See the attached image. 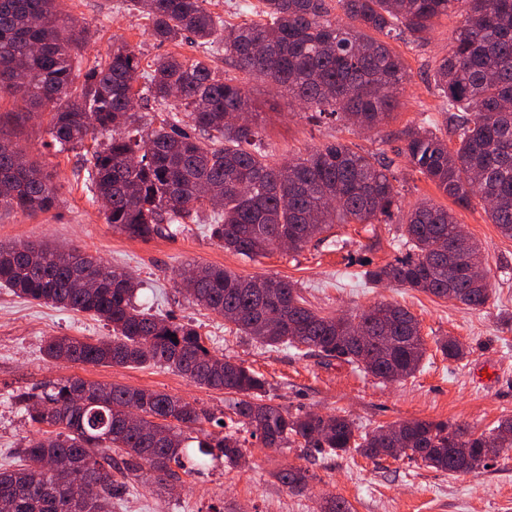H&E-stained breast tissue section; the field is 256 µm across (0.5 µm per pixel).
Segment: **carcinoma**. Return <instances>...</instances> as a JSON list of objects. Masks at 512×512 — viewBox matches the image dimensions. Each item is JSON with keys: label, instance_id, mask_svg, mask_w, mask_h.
Returning <instances> with one entry per match:
<instances>
[{"label": "carcinoma", "instance_id": "cac0c4a2", "mask_svg": "<svg viewBox=\"0 0 512 512\" xmlns=\"http://www.w3.org/2000/svg\"><path fill=\"white\" fill-rule=\"evenodd\" d=\"M131 2L157 41L176 43L191 33L205 51L223 50L234 67L279 86L302 110L354 131L392 118L409 79L388 40L406 32L420 38L460 9L448 56L434 73L456 145L436 127L414 124L395 153L454 203L478 200L501 234L512 237V0H260L263 20L240 25L224 23L207 0ZM88 30L60 0H0V94L19 97L20 118L50 109L45 146L57 154L85 147L97 131L109 133L86 160L84 184L92 199L110 204L104 215L113 228L145 239L203 216L225 249L254 258L281 238L299 252L314 239L327 240L337 222L379 224L399 209L393 162L378 153L336 142L280 162L258 150L256 119L247 126L225 120L232 112L253 114L248 91L204 59L162 56L146 73L135 49L114 41L75 81L82 62L72 49ZM133 98L153 102L168 118L155 128L139 124L128 109ZM184 121L198 135L180 130ZM58 192L41 162L0 135L1 210L44 213ZM206 194L220 198V207L207 206ZM459 228L449 209L416 203L397 236L412 255L365 270V280L485 308L493 295L489 280L469 273V262L482 263V247ZM246 282L227 269L201 266L184 292L263 346L318 352L385 382L404 381L422 367L427 345L420 323L399 305L376 304L355 320L338 321L305 306L288 280L263 277L258 288ZM0 287L111 327L105 338L50 337L44 348L50 360L159 366L237 395L226 432L215 413L154 390L71 377L23 392L16 400L38 436L18 448V468L0 471V512H112L113 492L122 487L114 471L125 479L153 469L155 483L167 489L208 460L237 467L245 461L240 423L270 449L296 445L322 457L354 450L450 474L477 473L512 450L511 417L479 434L464 423L406 420L392 425V437L386 427L361 431L344 415L293 414L271 403L262 375L211 350L197 325L139 308L134 277L78 248L0 244ZM437 348L450 360L465 357L450 336ZM133 409L141 414L136 423L127 421ZM276 478L301 493L313 475L289 466ZM74 482L85 485L81 501L70 496ZM319 512L352 508L329 495Z\"/></svg>", "mask_w": 512, "mask_h": 512}]
</instances>
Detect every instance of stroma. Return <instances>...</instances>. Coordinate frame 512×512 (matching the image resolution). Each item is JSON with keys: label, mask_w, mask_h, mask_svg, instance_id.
I'll use <instances>...</instances> for the list:
<instances>
[{"label": "stroma", "mask_w": 512, "mask_h": 512, "mask_svg": "<svg viewBox=\"0 0 512 512\" xmlns=\"http://www.w3.org/2000/svg\"><path fill=\"white\" fill-rule=\"evenodd\" d=\"M63 8L89 24L91 39L79 51L89 60L111 50L116 40L134 47L146 65L167 54L188 58L202 54L201 47L188 38L178 44L156 41L131 0H64ZM459 24V16L452 13L420 39L393 41V48L410 67L411 78L394 118L369 133L353 132L333 119L311 118L292 105L286 94L239 73L223 54H212L211 63L245 85L258 107L262 142L275 159L303 157L336 141L363 151L389 153L405 126L427 121L447 127V115L440 112L434 93L433 74ZM11 109V97H0V133L44 163L59 187V198L49 212L35 216L0 210V243L49 241L101 256L140 281V305L194 322L208 347L263 374L273 403L290 411L345 414L363 430L414 419L462 422L484 430L512 415V239L498 233L480 206L455 210L459 223L482 246L493 288L489 305L472 310L409 288H374L364 280L367 266L398 257L392 224H344L335 228L334 240L311 242L298 253L274 250L253 259L225 250L202 224L186 225L174 236L148 239L115 231L82 186L81 153L53 156L44 146L45 123L16 119ZM394 165L403 180L402 209L424 197L447 204V197L403 158H395ZM207 265L243 277L274 276L297 282L308 306L325 316L353 317L380 302L400 304L421 323L428 341L424 365L414 377L390 384L316 352L263 347L179 293L183 272ZM109 333L102 320L0 288V466L15 462L17 449L33 434L16 395L39 392L43 383L55 379L79 377L101 385L160 391L200 407L228 410L232 395L198 386L168 369L55 363L43 354L50 336L100 338ZM447 336L463 343L466 358L453 361L441 354L436 342ZM244 452L246 461L239 467L201 468L182 476L177 488L166 492L129 481L113 497L112 512H211L215 506L224 512H316L328 494L347 500L353 512H512V458L497 459L477 473L448 474L386 457L369 460L353 451L310 458L302 449L275 451L252 438L247 439ZM290 465L309 468L314 475L298 495L275 478L277 471Z\"/></svg>", "instance_id": "obj_1"}]
</instances>
